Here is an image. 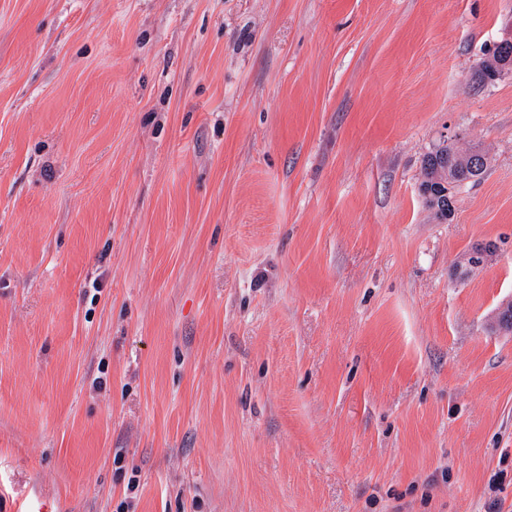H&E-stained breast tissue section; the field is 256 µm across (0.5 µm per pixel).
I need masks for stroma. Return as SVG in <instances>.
Segmentation results:
<instances>
[{
	"label": "stroma",
	"instance_id": "stroma-1",
	"mask_svg": "<svg viewBox=\"0 0 512 512\" xmlns=\"http://www.w3.org/2000/svg\"><path fill=\"white\" fill-rule=\"evenodd\" d=\"M506 39L512 0H0V512H512ZM451 140L491 163L440 221ZM512 69V41H503L498 45L497 56H485L478 64L476 77L481 83H486L485 78L478 70H493V74H500Z\"/></svg>",
	"mask_w": 512,
	"mask_h": 512
}]
</instances>
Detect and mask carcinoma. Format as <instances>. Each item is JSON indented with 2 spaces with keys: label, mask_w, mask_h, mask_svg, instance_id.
<instances>
[{
  "label": "carcinoma",
  "mask_w": 512,
  "mask_h": 512,
  "mask_svg": "<svg viewBox=\"0 0 512 512\" xmlns=\"http://www.w3.org/2000/svg\"><path fill=\"white\" fill-rule=\"evenodd\" d=\"M483 153L478 150L463 151L453 143L437 149L424 160V183L435 196L437 203L429 205L441 220L448 219V212L443 208L444 202L452 200L448 186L455 187L478 181L487 167L470 166L473 160H479Z\"/></svg>",
  "instance_id": "1"
}]
</instances>
